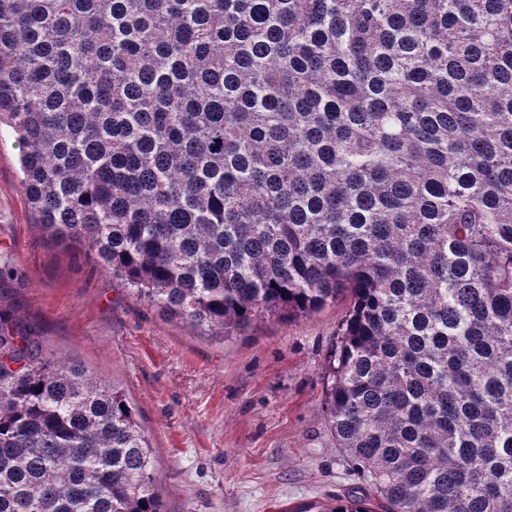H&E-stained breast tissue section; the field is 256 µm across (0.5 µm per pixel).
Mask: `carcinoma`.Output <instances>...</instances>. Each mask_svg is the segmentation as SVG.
Here are the masks:
<instances>
[{
    "instance_id": "1",
    "label": "carcinoma",
    "mask_w": 512,
    "mask_h": 512,
    "mask_svg": "<svg viewBox=\"0 0 512 512\" xmlns=\"http://www.w3.org/2000/svg\"><path fill=\"white\" fill-rule=\"evenodd\" d=\"M2 124L39 224L185 325L350 298L322 408L366 491L287 512H512V0H0ZM40 337L1 297L0 512H165Z\"/></svg>"
}]
</instances>
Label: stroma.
Returning a JSON list of instances; mask_svg holds the SVG:
<instances>
[{
	"instance_id": "1",
	"label": "stroma",
	"mask_w": 512,
	"mask_h": 512,
	"mask_svg": "<svg viewBox=\"0 0 512 512\" xmlns=\"http://www.w3.org/2000/svg\"><path fill=\"white\" fill-rule=\"evenodd\" d=\"M19 148L0 129V267L41 330L44 356L124 392L157 460L166 512H288L359 490L322 410L325 366L347 303L222 336L137 301L81 245L38 222Z\"/></svg>"
}]
</instances>
